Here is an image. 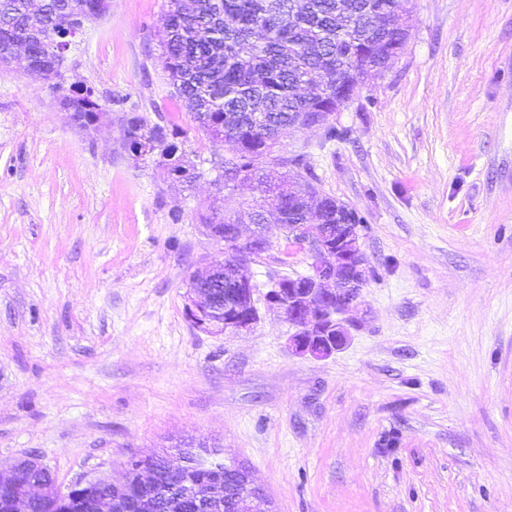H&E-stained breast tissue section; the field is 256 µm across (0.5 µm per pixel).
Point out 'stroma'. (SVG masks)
I'll list each match as a JSON object with an SVG mask.
<instances>
[{
  "mask_svg": "<svg viewBox=\"0 0 512 512\" xmlns=\"http://www.w3.org/2000/svg\"><path fill=\"white\" fill-rule=\"evenodd\" d=\"M169 5L109 0L54 80L17 49L0 68V463L36 457L64 489L194 441L274 512H512V0H400V54L330 118L346 137L283 133L289 174L363 217L373 268L324 360L293 355L275 314L220 335L187 314L220 251L200 215L255 192L216 186L231 153L164 70ZM76 82L111 127L62 108ZM133 116L190 177L132 158ZM307 271L281 241L248 267L262 292Z\"/></svg>",
  "mask_w": 512,
  "mask_h": 512,
  "instance_id": "35a3bbf8",
  "label": "stroma"
}]
</instances>
